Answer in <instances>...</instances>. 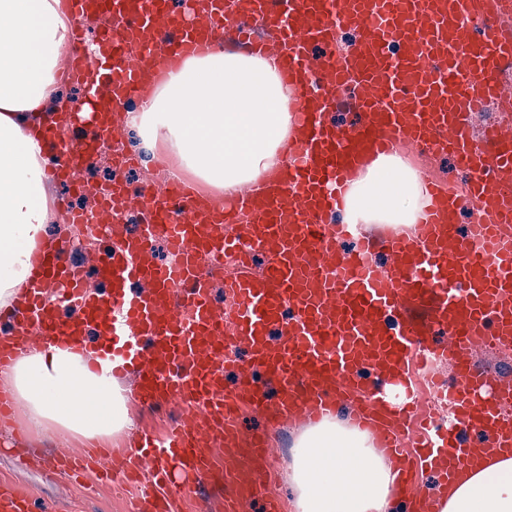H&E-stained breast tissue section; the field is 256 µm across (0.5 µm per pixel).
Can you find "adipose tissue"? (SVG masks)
Wrapping results in <instances>:
<instances>
[{"mask_svg": "<svg viewBox=\"0 0 512 512\" xmlns=\"http://www.w3.org/2000/svg\"><path fill=\"white\" fill-rule=\"evenodd\" d=\"M62 0H0V306L29 280L33 249L55 217L44 182L58 164L45 125L70 127L56 74L67 50ZM291 88L274 64L223 47L186 59L131 122L143 164L165 143L181 167L227 194L260 188L282 167L292 131ZM424 206L421 180L400 156L366 165L347 192L351 224L412 227ZM13 395L37 426L88 439L129 430L126 390L72 349L21 352L9 374ZM296 512H402L396 474L372 437L335 415L292 442ZM440 512H512V458L463 466Z\"/></svg>", "mask_w": 512, "mask_h": 512, "instance_id": "1", "label": "adipose tissue"}]
</instances>
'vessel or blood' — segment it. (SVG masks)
<instances>
[{
	"mask_svg": "<svg viewBox=\"0 0 512 512\" xmlns=\"http://www.w3.org/2000/svg\"><path fill=\"white\" fill-rule=\"evenodd\" d=\"M66 0L75 18L119 19L103 49L70 32L67 66L87 90L76 110L78 135L49 130L61 161L48 172L71 177L121 129L128 112L147 107L160 82L157 65L174 66L219 39L250 54L288 62L292 115L299 128L269 191H244L222 205L200 203L196 187H143L121 182L100 194L107 247L96 261L104 292H91L76 265L49 245L32 257L25 291L0 309L10 335L0 338V375L27 345L67 346L91 367L109 360L113 376L135 380V401L183 410L165 435L142 424L129 448L84 456L57 448L53 468L143 488L135 512H177L185 492L221 477L224 512L263 499L284 512L270 468L244 469L239 449L265 456V438L246 437L242 405L271 424L317 421L346 411L395 463L399 486L412 466L438 476L435 494L407 496L408 512H436L462 465L492 448L512 456V381L476 364V345L512 353V124L470 129L473 113L505 102L501 79L512 70V32L493 17L501 0ZM357 32L353 50H336V34ZM354 87L363 120L343 129L331 120L343 88ZM445 154L466 170L467 196L481 212V240L450 215L454 191L425 177L426 206L414 231L385 239L340 222L344 196L361 162L400 146ZM145 220L137 234L121 229L130 210ZM166 242L172 260L157 263L152 244ZM267 255L261 274L247 258ZM234 261L225 277L230 310L214 305L210 271ZM149 284L144 293L134 283ZM56 287L74 314L61 316L43 298ZM422 362L452 360L455 382L441 399L450 417L434 427L408 376L410 354ZM234 389L224 386L227 375ZM0 512H60L0 483Z\"/></svg>",
	"mask_w": 512,
	"mask_h": 512,
	"instance_id": "obj_1",
	"label": "vessel or blood"
}]
</instances>
